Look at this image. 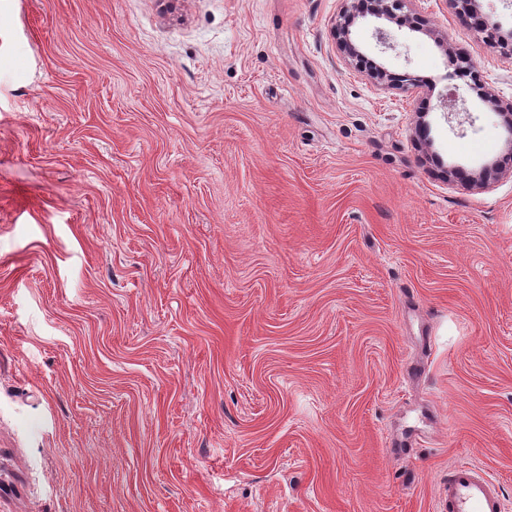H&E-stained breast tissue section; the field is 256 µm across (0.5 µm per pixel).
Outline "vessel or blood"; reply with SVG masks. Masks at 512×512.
<instances>
[{
	"label": "vessel or blood",
	"mask_w": 512,
	"mask_h": 512,
	"mask_svg": "<svg viewBox=\"0 0 512 512\" xmlns=\"http://www.w3.org/2000/svg\"><path fill=\"white\" fill-rule=\"evenodd\" d=\"M445 512H502L498 483L473 463H458L448 469L443 500Z\"/></svg>",
	"instance_id": "vessel-or-blood-1"
}]
</instances>
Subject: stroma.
Returning a JSON list of instances; mask_svg holds the SVG:
<instances>
[{"label": "stroma", "mask_w": 512, "mask_h": 512, "mask_svg": "<svg viewBox=\"0 0 512 512\" xmlns=\"http://www.w3.org/2000/svg\"><path fill=\"white\" fill-rule=\"evenodd\" d=\"M343 8L0 0V512H512V47ZM445 512H501L499 484L473 463H458L448 468L443 500Z\"/></svg>", "instance_id": "stroma-1"}]
</instances>
